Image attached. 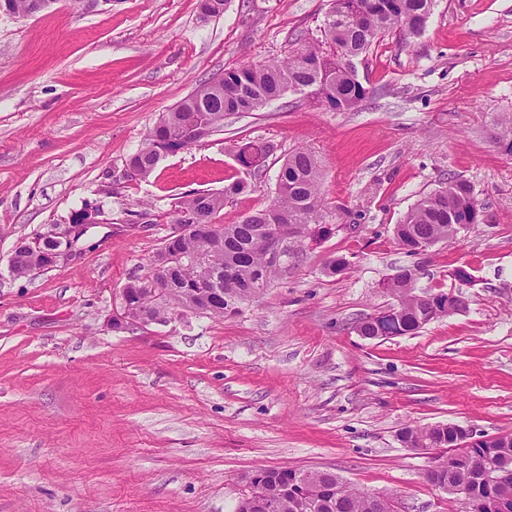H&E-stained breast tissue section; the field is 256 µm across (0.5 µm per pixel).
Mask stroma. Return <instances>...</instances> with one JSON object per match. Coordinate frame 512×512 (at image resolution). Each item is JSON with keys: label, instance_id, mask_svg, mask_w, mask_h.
Listing matches in <instances>:
<instances>
[{"label": "stroma", "instance_id": "obj_1", "mask_svg": "<svg viewBox=\"0 0 512 512\" xmlns=\"http://www.w3.org/2000/svg\"><path fill=\"white\" fill-rule=\"evenodd\" d=\"M327 9L226 0L205 19L199 0H55L0 14V512H235L248 475L286 467L332 471L402 512H455L424 477L438 450L403 447L399 430L512 432V154L493 139L512 113V0H436L420 35H384L357 62L370 94L352 111L288 93L226 115L148 178L127 172L163 112L319 38ZM247 143L273 147L259 171L238 161ZM299 147L323 166L326 236L234 316L113 329L181 196L247 180L217 217L237 223L270 204ZM451 176L473 185L482 223L406 253L395 224ZM86 204L101 214L75 257L10 273L17 242ZM337 256L350 268L328 275ZM403 268L416 292L466 309L359 336L394 304L384 284Z\"/></svg>", "mask_w": 512, "mask_h": 512}]
</instances>
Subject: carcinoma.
<instances>
[{
    "instance_id": "carcinoma-1",
    "label": "carcinoma",
    "mask_w": 512,
    "mask_h": 512,
    "mask_svg": "<svg viewBox=\"0 0 512 512\" xmlns=\"http://www.w3.org/2000/svg\"><path fill=\"white\" fill-rule=\"evenodd\" d=\"M38 0H0V6L13 16H31ZM321 38L304 41L288 57L266 64L247 63L224 72L218 82L199 84L148 133L140 149L131 155L128 166L137 176L146 178L168 151L185 146L181 132L189 122L210 129L218 128L231 112H253L288 92L303 87L308 94L329 108L345 112L367 98L369 90L359 79L355 60L389 32L418 35L426 27L435 0H329ZM496 143L512 153V113L498 122ZM271 147L247 144L237 157L248 168L258 169ZM324 173L318 158L308 149L288 156L276 179L272 203L244 217L236 224H218L224 199L247 191L250 184L237 180L222 193L185 196L177 205L186 223L201 228L180 235L170 234L150 258L145 275L125 285L131 308L150 314L153 323L167 322L171 315L186 310L192 303L205 300L209 315L224 319L238 313L246 298H258L282 269L283 259L308 238L327 233L323 224L325 200L322 192ZM482 221L481 205L470 182L456 178L422 196L395 225V239L410 254H416L426 242L453 241L470 224ZM281 225L290 234L288 246L278 256L269 257L267 239L273 226ZM181 257L172 271V284L165 297L153 300L147 287L168 256ZM45 258L28 246L14 251L10 259L12 274L22 277L41 269ZM212 274L209 288H197L198 264ZM397 298L396 315L383 311L359 321L356 330L367 339L380 336L414 334L434 319L460 311L465 301L450 307L445 300L424 302L407 278L385 283ZM408 448H446L456 444V432L442 424L430 428L406 427L399 433ZM441 483L458 474L470 478L466 497L448 492L461 505V512H497L493 498L512 492V433L495 438L490 444L458 451L439 463ZM495 469L507 475L506 483L492 486L485 473ZM236 512H392L386 501L373 509L370 493L348 486L330 471L294 469L288 476V488L268 498L262 492L241 498Z\"/></svg>"
}]
</instances>
